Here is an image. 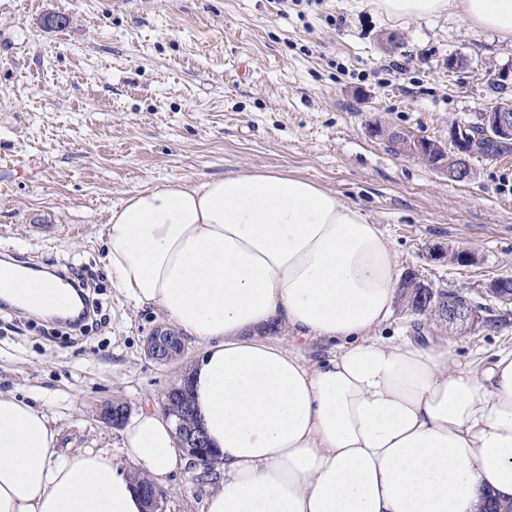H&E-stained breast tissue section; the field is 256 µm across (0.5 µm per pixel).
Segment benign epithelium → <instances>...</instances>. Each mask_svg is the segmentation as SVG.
<instances>
[{
  "mask_svg": "<svg viewBox=\"0 0 512 512\" xmlns=\"http://www.w3.org/2000/svg\"><path fill=\"white\" fill-rule=\"evenodd\" d=\"M490 81L502 86L505 91L512 92V65L491 70ZM474 124L485 131V137L496 145L512 146V100L486 101L478 108ZM373 133L387 141L401 144L406 156L414 159H428L424 147L432 144L445 159L431 166V169L448 176V181L458 179L467 182L474 177L473 157L477 153L475 143L467 133V125L452 123L448 125V140L431 141L424 137H413L388 125L378 124ZM480 319L478 308L473 304L464 303L448 292L443 315L439 321L450 326H472ZM184 345L180 335L171 327L161 325L147 337L145 352L149 358L158 363H170L180 358ZM129 409L123 403L107 402L99 412V418L107 425L119 427L128 416ZM179 449L191 457L193 468L201 470V474L211 473L216 462L214 451L208 448L206 437L201 428L186 430L176 425ZM141 493L148 504L146 512H162L161 501L163 491L155 482L140 487Z\"/></svg>",
  "mask_w": 512,
  "mask_h": 512,
  "instance_id": "benign-epithelium-1",
  "label": "benign epithelium"
}]
</instances>
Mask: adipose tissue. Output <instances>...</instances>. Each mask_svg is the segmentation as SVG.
Masks as SVG:
<instances>
[{"label": "adipose tissue", "mask_w": 512, "mask_h": 512, "mask_svg": "<svg viewBox=\"0 0 512 512\" xmlns=\"http://www.w3.org/2000/svg\"><path fill=\"white\" fill-rule=\"evenodd\" d=\"M448 13L512 41V0H377ZM108 272L202 353L184 376L224 478L205 512H478L512 497V351L377 336L399 271L377 225L310 179L269 168L148 186L104 226ZM287 328L291 347L263 337ZM336 342L324 363L299 340ZM46 407L0 393V512H143L135 474L183 472L174 418L151 402L104 449L60 456Z\"/></svg>", "instance_id": "1"}]
</instances>
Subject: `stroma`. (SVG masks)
I'll list each match as a JSON object with an SVG mask.
<instances>
[{"label": "stroma", "mask_w": 512, "mask_h": 512, "mask_svg": "<svg viewBox=\"0 0 512 512\" xmlns=\"http://www.w3.org/2000/svg\"><path fill=\"white\" fill-rule=\"evenodd\" d=\"M51 14L63 27L46 26ZM402 37L395 48L383 38ZM468 58L459 75L448 54ZM512 46L458 16L390 17L376 0H325L281 14L278 0H0V250L83 269L108 316L80 339L37 313L0 314V391L45 403L58 450L106 448L122 461L106 402H160L202 351L159 364L144 353L166 321L107 272L103 227L144 185L276 168L319 182L377 224L400 272L461 289L479 322L446 328L397 299L384 336L448 347L460 364L512 348V157L452 183L391 154L374 123L433 140L474 121L488 70ZM467 249L472 263L429 259ZM220 474L162 482L164 512H203Z\"/></svg>", "instance_id": "35a3bbf8"}]
</instances>
